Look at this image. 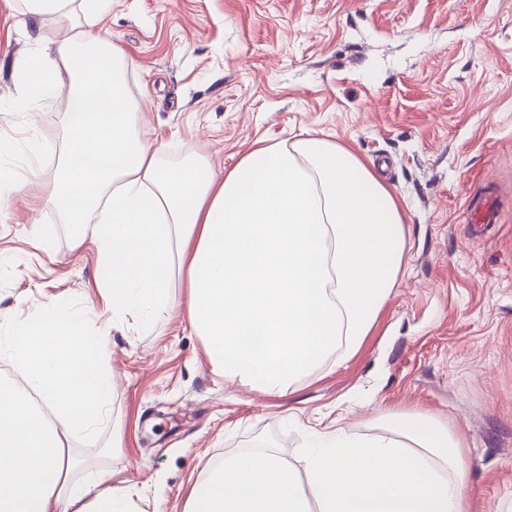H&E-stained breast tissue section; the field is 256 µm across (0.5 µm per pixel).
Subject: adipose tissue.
<instances>
[{
  "label": "adipose tissue",
  "mask_w": 512,
  "mask_h": 512,
  "mask_svg": "<svg viewBox=\"0 0 512 512\" xmlns=\"http://www.w3.org/2000/svg\"><path fill=\"white\" fill-rule=\"evenodd\" d=\"M31 101L69 95L65 162L48 200L91 227L95 278L113 320L151 316L186 288L187 318L226 379L288 396L333 352L353 356L404 274L396 194L349 147L309 135L257 143L225 174L166 166L150 149L126 82L124 52L92 24L45 41L22 68ZM108 330L43 305L0 336L54 420L0 380V512H128L134 486L72 481L69 439L112 419ZM385 432L323 435L296 467L271 450L226 456L195 481L184 512H464L457 430L425 411L389 412Z\"/></svg>",
  "instance_id": "ef3b65f1"
}]
</instances>
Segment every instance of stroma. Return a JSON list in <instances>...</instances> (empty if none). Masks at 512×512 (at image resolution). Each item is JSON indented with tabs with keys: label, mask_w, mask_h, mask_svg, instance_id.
<instances>
[{
	"label": "stroma",
	"mask_w": 512,
	"mask_h": 512,
	"mask_svg": "<svg viewBox=\"0 0 512 512\" xmlns=\"http://www.w3.org/2000/svg\"><path fill=\"white\" fill-rule=\"evenodd\" d=\"M0 0V160L22 188L0 204V335L34 306L110 328L112 421L71 446L83 481H133L130 512H183L225 455L273 448L289 461L313 430L380 434L386 412L435 415L466 440L470 512L512 504V0H109L97 22L125 54L161 161L231 169L260 140L327 133L379 170L408 218L407 271L361 347L280 398L224 379L182 308L112 322L91 243L48 202L65 160L62 99L20 111L37 37L84 28L26 19ZM52 132L36 165L26 139ZM498 223L474 236L485 192ZM50 251L34 244L37 231Z\"/></svg>",
	"instance_id": "obj_1"
}]
</instances>
